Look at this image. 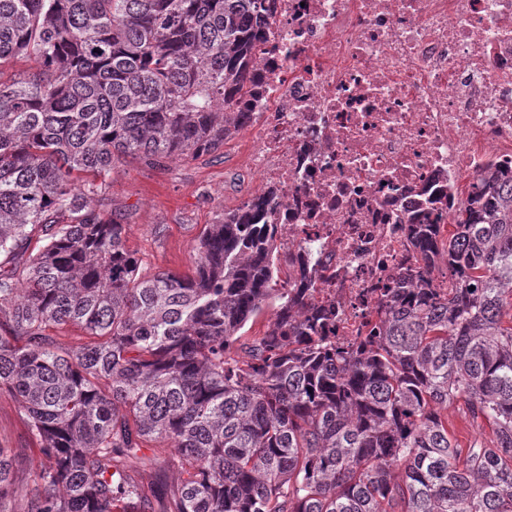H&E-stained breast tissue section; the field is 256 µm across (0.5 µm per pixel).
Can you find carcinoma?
Segmentation results:
<instances>
[{
	"instance_id": "1",
	"label": "carcinoma",
	"mask_w": 512,
	"mask_h": 512,
	"mask_svg": "<svg viewBox=\"0 0 512 512\" xmlns=\"http://www.w3.org/2000/svg\"><path fill=\"white\" fill-rule=\"evenodd\" d=\"M270 0H0V392L43 456L25 512H130L125 461L152 438L178 457L157 512H512V177L469 184L416 224L414 264L354 348L308 301L307 264L277 285L271 198L205 225L189 274L140 273L96 204L120 159L217 152L258 93ZM443 261L448 283L434 284ZM269 299L263 336L229 348ZM79 327L64 347L48 330ZM462 401L493 439L461 448ZM0 448V512L17 491Z\"/></svg>"
}]
</instances>
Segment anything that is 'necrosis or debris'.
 I'll list each match as a JSON object with an SVG mask.
<instances>
[{
    "label": "necrosis or debris",
    "instance_id": "1",
    "mask_svg": "<svg viewBox=\"0 0 512 512\" xmlns=\"http://www.w3.org/2000/svg\"><path fill=\"white\" fill-rule=\"evenodd\" d=\"M248 102L246 166L272 191L311 301L346 346L448 222L465 178L512 176V0H274Z\"/></svg>",
    "mask_w": 512,
    "mask_h": 512
}]
</instances>
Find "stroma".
<instances>
[{
  "instance_id": "obj_1",
  "label": "stroma",
  "mask_w": 512,
  "mask_h": 512,
  "mask_svg": "<svg viewBox=\"0 0 512 512\" xmlns=\"http://www.w3.org/2000/svg\"><path fill=\"white\" fill-rule=\"evenodd\" d=\"M247 149L240 132L211 155L160 166L129 159L114 166L99 200L106 212L120 218L126 245L140 259L144 275L192 272L205 225L243 206L258 189V179L244 164ZM0 448L15 455L22 467L39 462V445L17 403L5 393H0ZM155 455V442H145L128 470L145 488L171 491L179 477L178 461L170 459L161 468Z\"/></svg>"
}]
</instances>
